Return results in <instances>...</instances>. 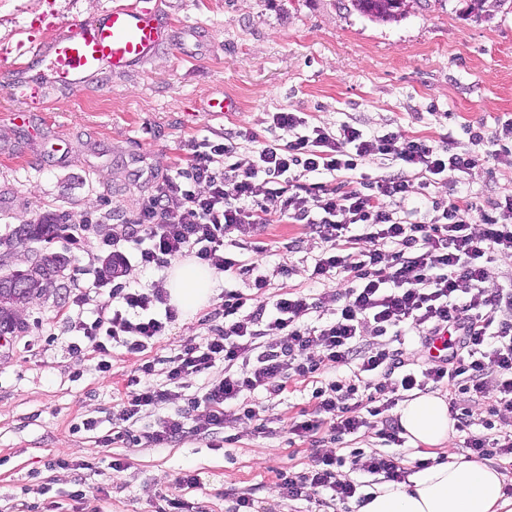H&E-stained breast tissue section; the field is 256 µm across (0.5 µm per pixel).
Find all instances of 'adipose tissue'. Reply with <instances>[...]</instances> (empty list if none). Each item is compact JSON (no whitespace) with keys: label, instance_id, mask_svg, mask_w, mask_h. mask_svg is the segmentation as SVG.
<instances>
[{"label":"adipose tissue","instance_id":"obj_1","mask_svg":"<svg viewBox=\"0 0 512 512\" xmlns=\"http://www.w3.org/2000/svg\"><path fill=\"white\" fill-rule=\"evenodd\" d=\"M216 285L212 268L185 260L170 268L164 288L171 304L189 317L209 302ZM398 416L405 437L416 447L443 446L452 430L448 403L438 395H413L402 403ZM504 481L498 469L452 455L408 474L405 481L378 485L361 512H512Z\"/></svg>","mask_w":512,"mask_h":512}]
</instances>
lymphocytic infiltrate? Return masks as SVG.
<instances>
[{"instance_id":"obj_1","label":"lymphocytic infiltrate","mask_w":512,"mask_h":512,"mask_svg":"<svg viewBox=\"0 0 512 512\" xmlns=\"http://www.w3.org/2000/svg\"><path fill=\"white\" fill-rule=\"evenodd\" d=\"M270 127L281 137L260 143L253 132L238 129L190 141L186 166L156 183L121 233L106 240L120 281L108 288V302L95 318L69 322L77 337L73 353L89 347L106 360L118 340L129 352H141L175 320L162 289L123 283L130 264L159 269L192 252L225 278H248L251 291L225 289L223 326L168 359L166 385L151 383L153 362L141 366L120 399L119 426L101 443L159 446L189 433L210 435L229 420L257 419L249 394L276 396L289 379L344 366L348 375L314 388L310 418L294 422L290 434L315 444L324 430L340 443L372 427L385 443L399 446L401 429L391 414L396 393L444 386L486 405L482 417L467 407L454 417L456 430L466 434L465 448L483 460H512V433L496 425L503 413H512V280L494 277L495 263L512 262V195L482 209L466 190L451 201H433L432 217L422 221L412 220L407 207L430 186L474 168L478 147L511 155L512 121L490 138L481 128H467L473 148L464 152L393 129L370 133L354 118L330 129L306 113L282 111L271 114ZM243 141L257 144L246 165L236 159ZM376 158L390 161L393 173H366ZM475 217L482 223L477 233L471 230ZM284 222L308 225L328 243L315 256L311 277L336 283V290L316 301L289 292L269 302L262 264L227 256L228 248H244L266 225ZM329 301L336 304L332 318L312 325V313ZM408 333L425 345L447 335V355L409 367L395 346ZM219 364L222 377H212ZM196 378L203 385L186 409L145 429L130 428L143 407L165 403L170 387L187 388ZM402 462L397 454L359 448L322 454L301 472L276 469L275 488L279 498L328 508L360 488L342 467L399 482Z\"/></svg>"}]
</instances>
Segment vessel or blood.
I'll return each instance as SVG.
<instances>
[{
    "label": "vessel or blood",
    "mask_w": 512,
    "mask_h": 512,
    "mask_svg": "<svg viewBox=\"0 0 512 512\" xmlns=\"http://www.w3.org/2000/svg\"><path fill=\"white\" fill-rule=\"evenodd\" d=\"M166 40V23L157 9L138 0L107 11L101 17L74 24L51 43L50 71L54 82L82 84L101 68L127 69L154 53Z\"/></svg>",
    "instance_id": "1"
}]
</instances>
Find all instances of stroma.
<instances>
[{"label":"stroma","instance_id":"1","mask_svg":"<svg viewBox=\"0 0 512 512\" xmlns=\"http://www.w3.org/2000/svg\"><path fill=\"white\" fill-rule=\"evenodd\" d=\"M125 2L0 0V48L7 50L0 57V238L36 212L75 220L109 205L135 214L152 185L185 164L188 141L242 126L268 138L273 112H304L331 128L353 116L370 131L396 128L456 152L470 147L465 126L491 132L512 118V0L480 10L470 0H419L390 23L361 15L351 0H158L168 39L148 58L120 72L99 70L78 88L46 85L34 101L11 90L52 36ZM224 97L236 110L212 111ZM463 184L483 199L512 194V158L481 160L459 183L430 193L450 200ZM116 226L104 220L79 252L63 236L16 248V268L46 252L69 264L64 288L21 306L22 330L0 346V512H160L175 493L184 512H228L243 494L269 512H318V504L280 499L272 488L273 469L313 463L310 445L288 434L311 409L310 383H290L274 398L255 392L262 433L242 418L222 434L189 435L166 448L98 443L112 431L128 377L150 360L154 383H164L167 357L211 337L209 315L224 301L216 292L143 352L114 345L109 371L91 349L72 353L67 321L92 317L108 298L90 285L108 260L102 241ZM260 243L269 251L267 298L323 293L310 273L312 255L325 245L306 225H269ZM281 263L290 275L278 273ZM79 293L80 305L73 301ZM88 418L98 420L97 432L82 430ZM61 457L68 466H57ZM92 457L103 468L114 458L127 466L113 472L111 485L74 501V466ZM185 471L198 473L201 484L176 491Z\"/></svg>","mask_w":512,"mask_h":512}]
</instances>
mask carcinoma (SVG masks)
<instances>
[{
  "mask_svg": "<svg viewBox=\"0 0 512 512\" xmlns=\"http://www.w3.org/2000/svg\"><path fill=\"white\" fill-rule=\"evenodd\" d=\"M413 0H352L356 10L373 21L396 22L406 16ZM64 224H20L8 242L17 245L33 240L47 241L65 231ZM68 260L54 253H43L25 269H13L0 263V336L21 329L16 308L28 302L44 285L62 276ZM26 280L27 288L18 293L12 288L16 280Z\"/></svg>",
  "mask_w": 512,
  "mask_h": 512,
  "instance_id": "obj_1",
  "label": "carcinoma"
}]
</instances>
